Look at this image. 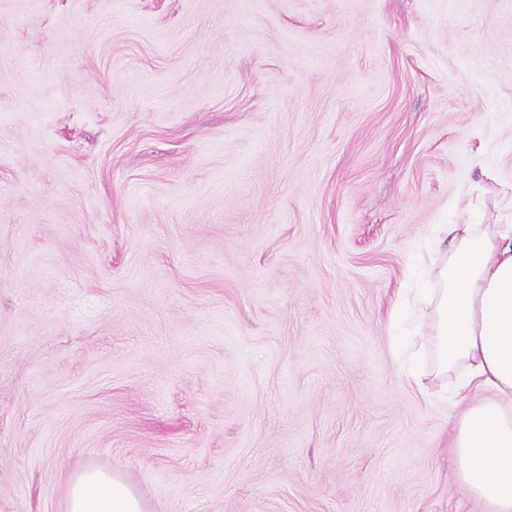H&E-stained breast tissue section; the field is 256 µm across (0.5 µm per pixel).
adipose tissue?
I'll list each match as a JSON object with an SVG mask.
<instances>
[{"label":"adipose tissue","mask_w":512,"mask_h":512,"mask_svg":"<svg viewBox=\"0 0 512 512\" xmlns=\"http://www.w3.org/2000/svg\"><path fill=\"white\" fill-rule=\"evenodd\" d=\"M445 254L421 298L435 376H453L464 409L452 422V464L486 512H512V225L447 224ZM70 512H143L120 479L88 472Z\"/></svg>","instance_id":"1"}]
</instances>
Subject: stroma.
<instances>
[{
	"mask_svg": "<svg viewBox=\"0 0 512 512\" xmlns=\"http://www.w3.org/2000/svg\"><path fill=\"white\" fill-rule=\"evenodd\" d=\"M512 224V0H0V512H484L393 321ZM70 512H143L139 497L120 479L88 472L70 489Z\"/></svg>",
	"mask_w": 512,
	"mask_h": 512,
	"instance_id": "35a3bbf8",
	"label": "stroma"
}]
</instances>
